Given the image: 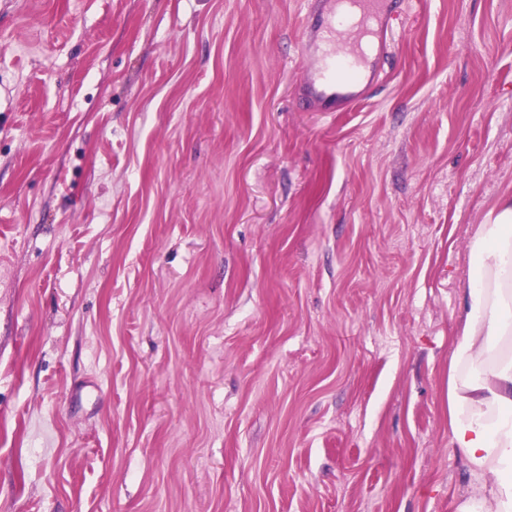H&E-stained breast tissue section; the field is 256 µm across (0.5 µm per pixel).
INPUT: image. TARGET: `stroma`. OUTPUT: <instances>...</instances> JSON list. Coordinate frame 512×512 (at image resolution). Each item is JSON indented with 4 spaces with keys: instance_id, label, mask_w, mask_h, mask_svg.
Listing matches in <instances>:
<instances>
[{
    "instance_id": "1",
    "label": "stroma",
    "mask_w": 512,
    "mask_h": 512,
    "mask_svg": "<svg viewBox=\"0 0 512 512\" xmlns=\"http://www.w3.org/2000/svg\"><path fill=\"white\" fill-rule=\"evenodd\" d=\"M308 0H0V512H456L448 362L512 199V0H409L300 108Z\"/></svg>"
}]
</instances>
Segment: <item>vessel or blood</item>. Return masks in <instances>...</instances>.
Here are the masks:
<instances>
[{
  "instance_id": "obj_1",
  "label": "vessel or blood",
  "mask_w": 512,
  "mask_h": 512,
  "mask_svg": "<svg viewBox=\"0 0 512 512\" xmlns=\"http://www.w3.org/2000/svg\"><path fill=\"white\" fill-rule=\"evenodd\" d=\"M407 0H310L303 19L304 103L344 112L377 86L388 52L380 41Z\"/></svg>"
}]
</instances>
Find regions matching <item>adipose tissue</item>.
Segmentation results:
<instances>
[{
    "instance_id": "1",
    "label": "adipose tissue",
    "mask_w": 512,
    "mask_h": 512,
    "mask_svg": "<svg viewBox=\"0 0 512 512\" xmlns=\"http://www.w3.org/2000/svg\"><path fill=\"white\" fill-rule=\"evenodd\" d=\"M467 304L448 365V425L479 494L456 512H512V200L490 211L470 241Z\"/></svg>"
}]
</instances>
